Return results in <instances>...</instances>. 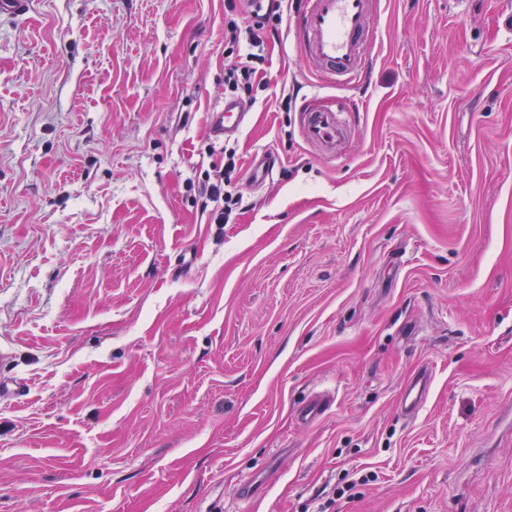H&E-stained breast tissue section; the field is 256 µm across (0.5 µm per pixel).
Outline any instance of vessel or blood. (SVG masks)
<instances>
[{
    "mask_svg": "<svg viewBox=\"0 0 512 512\" xmlns=\"http://www.w3.org/2000/svg\"><path fill=\"white\" fill-rule=\"evenodd\" d=\"M376 16V0H304L291 24L296 52L326 83L359 84L368 64V36ZM247 114L232 100H224L213 115V131L232 135L242 129ZM306 138L326 151H335L344 128L333 111H310L303 128ZM432 385L427 370L406 382L398 410L414 417L426 402Z\"/></svg>",
    "mask_w": 512,
    "mask_h": 512,
    "instance_id": "1",
    "label": "vessel or blood"
}]
</instances>
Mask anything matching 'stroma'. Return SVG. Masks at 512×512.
Instances as JSON below:
<instances>
[{"label":"stroma","mask_w":512,"mask_h":512,"mask_svg":"<svg viewBox=\"0 0 512 512\" xmlns=\"http://www.w3.org/2000/svg\"><path fill=\"white\" fill-rule=\"evenodd\" d=\"M510 14L377 0L357 88L282 32L229 224L193 184L222 161L224 0L0 20V380L26 384L0 398V512H316L348 478L332 512H512ZM310 106L346 126L337 156ZM333 110L309 111L306 113L304 134L306 138L324 151L335 152L337 143L343 138L344 128L336 121ZM432 385L431 374L426 369L417 371L406 382L400 397L398 410L403 418L414 417L426 402Z\"/></svg>","instance_id":"obj_1"}]
</instances>
